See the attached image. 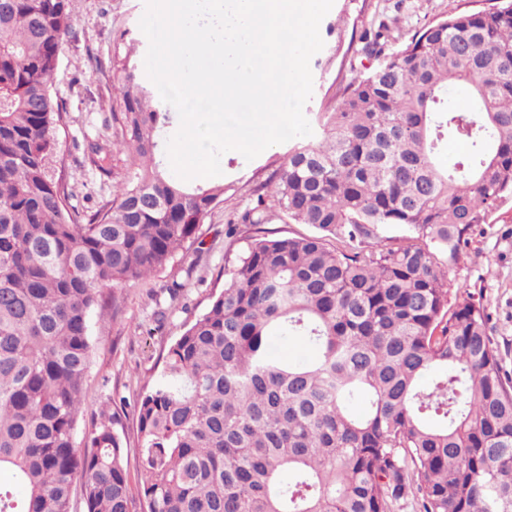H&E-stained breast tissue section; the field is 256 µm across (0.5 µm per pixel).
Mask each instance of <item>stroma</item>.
Instances as JSON below:
<instances>
[{
  "mask_svg": "<svg viewBox=\"0 0 512 512\" xmlns=\"http://www.w3.org/2000/svg\"><path fill=\"white\" fill-rule=\"evenodd\" d=\"M387 3L400 4L399 15L412 33L442 14L486 10L495 0H334L322 23L336 30L323 34L324 46L312 58L313 93L304 107L306 117L333 108L336 91L355 61L360 30L376 8ZM72 9L73 27L54 75V88L69 113L57 156L65 165L72 204L94 207L112 198V180L90 165L87 146L110 141L104 119L112 96L113 39L121 30H130L138 57H145L148 40L139 27L145 0H72ZM287 150V144H276L250 161L236 151L225 153L217 177L224 185L223 204L198 225L194 241L185 243L170 265L116 288V310L92 327L93 358L77 433L85 435L111 420L126 448L132 488L141 484L134 414L138 394L159 372L162 354L185 324L205 312L212 293L223 289L225 260L246 248L254 234L253 228L244 227L236 239L226 238V218L283 162ZM176 282L184 286L179 300L157 307L164 288ZM470 294L488 314L489 336L501 354L504 372L512 375V196L498 204L486 223L474 226L468 247L448 268L449 304Z\"/></svg>",
  "mask_w": 512,
  "mask_h": 512,
  "instance_id": "1",
  "label": "stroma"
}]
</instances>
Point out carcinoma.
Returning <instances> with one entry per match:
<instances>
[{"label":"carcinoma","instance_id":"cac0c4a2","mask_svg":"<svg viewBox=\"0 0 512 512\" xmlns=\"http://www.w3.org/2000/svg\"><path fill=\"white\" fill-rule=\"evenodd\" d=\"M72 23L71 0H0V472L25 489L0 484V512H75L76 486L84 512H133L119 435L75 442L91 316L224 202L156 161L175 108L124 30L106 119L124 171L111 201L70 204L52 79ZM358 42L369 65L229 218L226 237L259 236L136 400L144 512H390L413 473L424 512H512V380L484 308L448 307V259L512 195V0L409 39L382 13ZM450 137L473 150L445 168ZM275 219L312 232L260 235ZM280 338L314 357L284 359Z\"/></svg>","mask_w":512,"mask_h":512}]
</instances>
